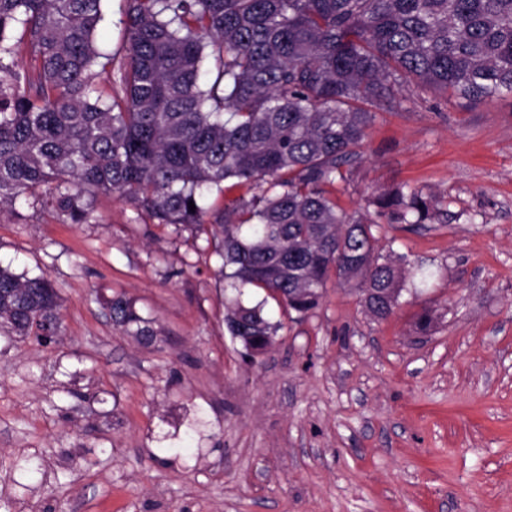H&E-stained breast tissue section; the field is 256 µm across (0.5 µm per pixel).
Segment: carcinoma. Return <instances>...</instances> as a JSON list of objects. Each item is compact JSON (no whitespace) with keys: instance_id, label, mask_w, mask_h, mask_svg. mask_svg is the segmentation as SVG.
<instances>
[{"instance_id":"carcinoma-1","label":"carcinoma","mask_w":512,"mask_h":512,"mask_svg":"<svg viewBox=\"0 0 512 512\" xmlns=\"http://www.w3.org/2000/svg\"><path fill=\"white\" fill-rule=\"evenodd\" d=\"M102 2L0 0V205L42 190L91 224L93 197L117 193L220 239L225 327L247 357L281 329L248 288L304 318L333 270L388 319L405 270L375 231L424 224L439 201L397 185L348 213L336 182L396 90L512 93V0H121L119 58L98 47ZM232 187L247 191L205 224L209 196ZM105 306L156 343L131 300ZM35 317L62 333L57 288L0 267V329L26 338Z\"/></svg>"}]
</instances>
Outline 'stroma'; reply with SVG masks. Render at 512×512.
Segmentation results:
<instances>
[{
	"mask_svg": "<svg viewBox=\"0 0 512 512\" xmlns=\"http://www.w3.org/2000/svg\"><path fill=\"white\" fill-rule=\"evenodd\" d=\"M375 112L340 206L400 184L442 200L379 233L407 258L400 305L374 320L332 281L299 320L249 291L282 324L253 362L205 239L116 194L93 224L0 207V265L51 279L63 313L48 344L0 331V512H512V94L405 88ZM117 294L154 346L109 320ZM194 420L193 451L165 452Z\"/></svg>",
	"mask_w": 512,
	"mask_h": 512,
	"instance_id": "1",
	"label": "stroma"
}]
</instances>
